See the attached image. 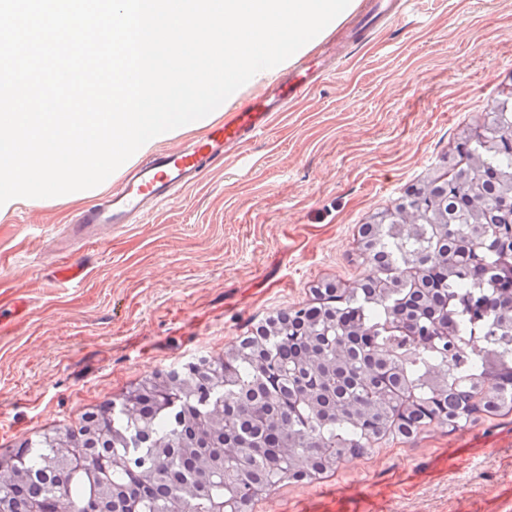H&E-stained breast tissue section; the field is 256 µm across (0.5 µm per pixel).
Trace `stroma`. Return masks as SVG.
<instances>
[{
	"label": "stroma",
	"mask_w": 512,
	"mask_h": 512,
	"mask_svg": "<svg viewBox=\"0 0 512 512\" xmlns=\"http://www.w3.org/2000/svg\"><path fill=\"white\" fill-rule=\"evenodd\" d=\"M357 10L312 49L324 72L263 135L141 223H72L82 205L0 221V457L121 398L144 378L220 358L323 282L356 286L361 225L449 175L456 142L512 90V0ZM82 282L59 286L66 258ZM251 512H512V413L383 440L333 472L272 487Z\"/></svg>",
	"instance_id": "35a3bbf8"
}]
</instances>
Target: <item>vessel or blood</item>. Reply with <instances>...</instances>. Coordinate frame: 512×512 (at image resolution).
Returning <instances> with one entry per match:
<instances>
[{
	"instance_id": "1",
	"label": "vessel or blood",
	"mask_w": 512,
	"mask_h": 512,
	"mask_svg": "<svg viewBox=\"0 0 512 512\" xmlns=\"http://www.w3.org/2000/svg\"><path fill=\"white\" fill-rule=\"evenodd\" d=\"M323 66L321 57L303 59L265 91L255 94L247 109L225 113L222 121L190 147L157 152L152 160L130 170L119 192L99 198L80 213L77 223H136L165 199L193 185L204 166L223 162L248 138L265 132Z\"/></svg>"
}]
</instances>
